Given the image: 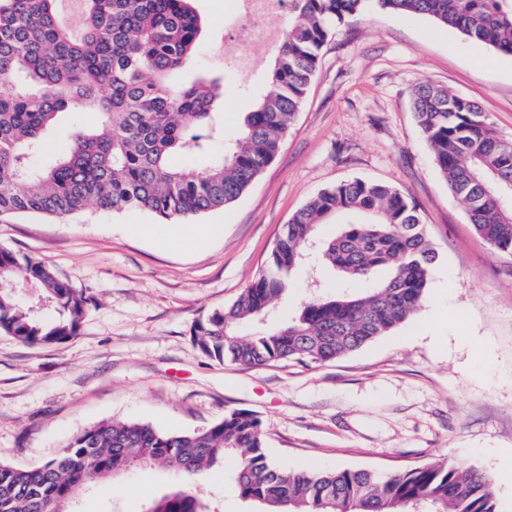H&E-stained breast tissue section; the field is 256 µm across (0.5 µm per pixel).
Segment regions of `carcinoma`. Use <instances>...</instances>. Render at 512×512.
<instances>
[{"mask_svg": "<svg viewBox=\"0 0 512 512\" xmlns=\"http://www.w3.org/2000/svg\"><path fill=\"white\" fill-rule=\"evenodd\" d=\"M195 0H81L79 30L58 0H0V216L63 218L88 206L143 210L162 221L224 208L251 187L279 153L299 110L320 51L335 27L364 12L431 17L465 38L512 55V0H289L288 29L268 88L244 113L224 157L199 170L176 154L207 145L224 78L175 85L195 53L202 18ZM412 107L435 164L462 199L477 235L512 256V139L496 131L475 101L424 82ZM101 116L95 131H67V149L50 166L30 159L44 135L69 112ZM354 215L318 240L320 224ZM316 250L336 271L342 293H318L277 327L265 316L288 291L290 271ZM436 252L407 193L354 179L309 200L285 225L267 269L229 306L194 326L196 344L240 365L330 362L391 332L428 288ZM34 282L54 303L47 321L20 308L12 293ZM365 284L350 294L346 284ZM88 298L45 262L0 248V331L26 344L75 336ZM254 325L248 336L238 327ZM237 456L231 484L261 512H498L492 482L456 464H428L382 476L337 468L313 475L280 468L266 453L261 422L232 410L209 428L167 433L139 422L102 421L32 469L0 464V512H69L84 488L139 463L191 478L227 454ZM146 512H210L202 498L174 490Z\"/></svg>", "mask_w": 512, "mask_h": 512, "instance_id": "1", "label": "carcinoma"}]
</instances>
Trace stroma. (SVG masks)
<instances>
[{
    "instance_id": "1",
    "label": "stroma",
    "mask_w": 512,
    "mask_h": 512,
    "mask_svg": "<svg viewBox=\"0 0 512 512\" xmlns=\"http://www.w3.org/2000/svg\"><path fill=\"white\" fill-rule=\"evenodd\" d=\"M234 0H196L199 50L184 68L224 78L222 134L176 157L206 167L224 155L242 112L267 87L274 45L239 47ZM478 102L512 138V56L426 16L361 13L324 46L282 149L250 189L224 209L178 222L147 212L91 208L57 219H0V248L49 264L91 298L76 336L26 345L0 332V463L27 469L58 456L100 421L191 433L225 412L255 414L270 458L319 473L380 474L444 461L495 475L512 466V258L479 238L436 167L412 110L422 82ZM73 112L49 131L34 166L52 164L63 129H93ZM355 178L399 188L419 207L436 250L416 313L391 333L324 364L243 366L202 353L193 328L231 304L266 267L290 217L320 191ZM276 308L294 313L335 276L309 258ZM234 456L188 480L137 466L82 492L73 512H145L179 488L211 512H255L228 476Z\"/></svg>"
}]
</instances>
